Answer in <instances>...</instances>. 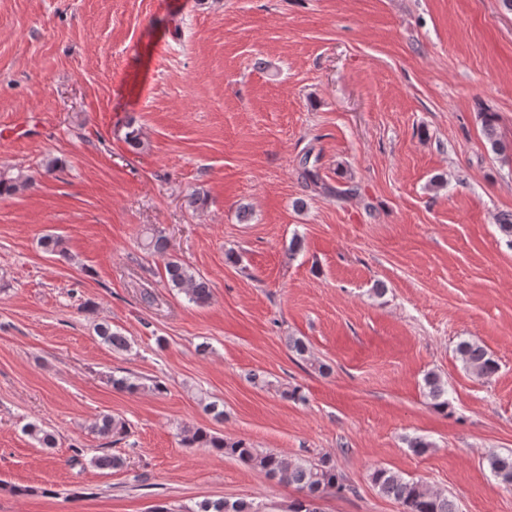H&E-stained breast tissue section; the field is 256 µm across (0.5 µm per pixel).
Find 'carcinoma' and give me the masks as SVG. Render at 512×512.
<instances>
[{
	"label": "carcinoma",
	"instance_id": "cac0c4a2",
	"mask_svg": "<svg viewBox=\"0 0 512 512\" xmlns=\"http://www.w3.org/2000/svg\"><path fill=\"white\" fill-rule=\"evenodd\" d=\"M484 134L493 153L501 155L508 150L507 143L498 135L495 116L489 112L484 113ZM32 185L33 177L29 175L0 170V196L14 194ZM142 246L150 252L164 253L168 247V240L161 230L148 228L144 232ZM165 272L170 287L185 295L189 302L201 306L209 301L211 289L207 280L180 258H168ZM96 332L114 351H125L129 347L126 337L112 330L108 323L98 324ZM457 352L464 368L478 378L489 379L498 370L497 361L486 348L475 341H460ZM424 387L433 408L443 412L450 408L448 386L439 374L427 373L424 377ZM26 430L43 447H56L57 439L53 432L35 424L26 425ZM94 430L101 438L109 440L126 433L127 425L124 420L106 414L95 422ZM183 433L184 441L191 447L210 448L226 456L235 457L268 478H276L295 486L301 492V497L291 504L289 512H320L316 507V501L354 491V487L328 457L316 461H292L275 452H259L242 439H226L203 428L187 427L183 429ZM91 463L99 469H118L123 466V459L104 452L93 457ZM486 465L499 483L512 487V453H492L486 457ZM370 478L380 494L401 504L402 512H458L456 502L447 495L430 489L420 481L408 480L396 471L376 468ZM196 512L264 510L261 505L253 502H231L221 498L199 502Z\"/></svg>",
	"mask_w": 512,
	"mask_h": 512
}]
</instances>
